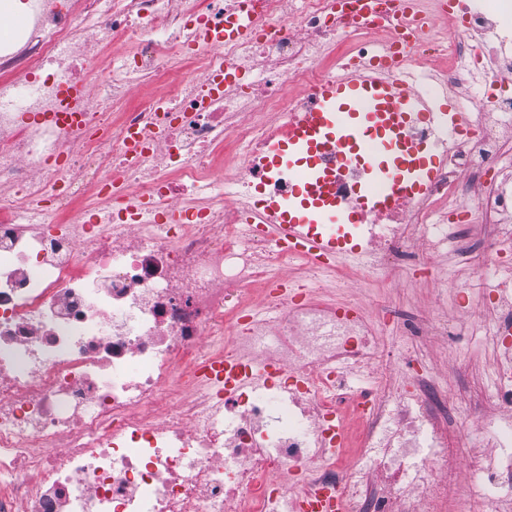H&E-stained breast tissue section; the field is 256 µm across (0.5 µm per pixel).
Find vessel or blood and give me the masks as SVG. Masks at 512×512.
<instances>
[{"mask_svg": "<svg viewBox=\"0 0 512 512\" xmlns=\"http://www.w3.org/2000/svg\"><path fill=\"white\" fill-rule=\"evenodd\" d=\"M251 27L249 17L238 15L233 25L211 31L204 42L214 45ZM394 54L382 56L377 66L380 77L370 75L368 66L354 67L352 74L318 82L312 107L295 122L288 141L269 150L268 165L287 172L293 186L288 197H270L264 207L275 218L274 240H286L323 264L336 258V238L317 232L320 224L360 222L356 211L337 208L335 179L325 162L337 143H344L348 158L365 170L360 192L367 205L382 208L396 194L403 177L424 173L418 146L402 140L399 132L407 113L436 121L443 112H454L450 100L432 102L402 77H390ZM280 372L266 362H254L240 372L233 362L224 365L227 381L260 386Z\"/></svg>", "mask_w": 512, "mask_h": 512, "instance_id": "vessel-or-blood-1", "label": "vessel or blood"}]
</instances>
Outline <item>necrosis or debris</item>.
<instances>
[{
	"label": "necrosis or debris",
	"mask_w": 512,
	"mask_h": 512,
	"mask_svg": "<svg viewBox=\"0 0 512 512\" xmlns=\"http://www.w3.org/2000/svg\"><path fill=\"white\" fill-rule=\"evenodd\" d=\"M380 2L366 16L333 0H83L77 18L68 0H33L0 43V512H288L286 481L333 495L336 512H395L406 476L438 497L435 380L406 356L401 386L363 396L339 371L375 365L393 323L406 355L426 320L317 297L313 277L278 283L300 255L250 218L266 187L292 188L265 156L316 82L371 59L384 29L413 34L399 72L437 62L459 106L480 88L479 117L366 225L358 274L431 271L479 221L484 306L512 313V281L485 276L512 240L498 132L512 94L497 89L512 27L489 21L484 0ZM238 13L251 19L242 39L192 45ZM96 54L118 59L110 90L91 89ZM227 357L298 379L227 395L201 374ZM350 406L353 439L333 431ZM333 437L361 470L326 454ZM505 445L483 512H512V435Z\"/></svg>",
	"instance_id": "obj_1"
}]
</instances>
